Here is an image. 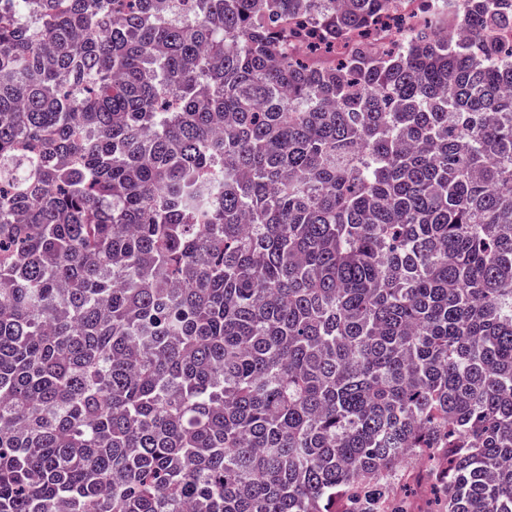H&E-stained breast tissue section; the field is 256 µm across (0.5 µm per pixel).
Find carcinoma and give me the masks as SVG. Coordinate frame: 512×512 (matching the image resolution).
I'll use <instances>...</instances> for the list:
<instances>
[{
	"label": "carcinoma",
	"instance_id": "obj_1",
	"mask_svg": "<svg viewBox=\"0 0 512 512\" xmlns=\"http://www.w3.org/2000/svg\"><path fill=\"white\" fill-rule=\"evenodd\" d=\"M0 0V512H512V0ZM433 462L427 458L413 461L406 468L409 474L406 482L400 483L394 489L396 498L406 504L410 512L435 510V491L426 480V473Z\"/></svg>",
	"mask_w": 512,
	"mask_h": 512
}]
</instances>
